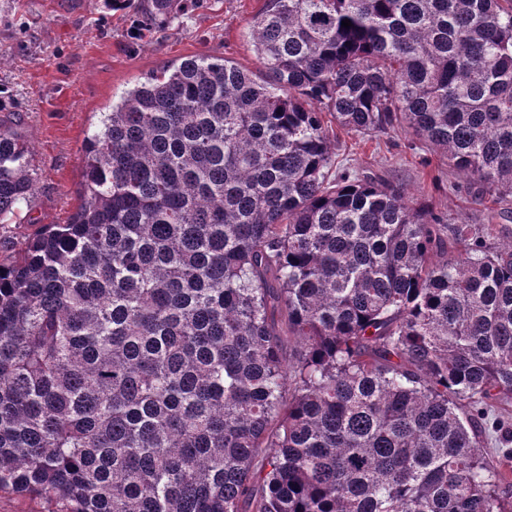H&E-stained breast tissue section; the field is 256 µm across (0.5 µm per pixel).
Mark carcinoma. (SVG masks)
Returning <instances> with one entry per match:
<instances>
[{
    "instance_id": "obj_1",
    "label": "carcinoma",
    "mask_w": 512,
    "mask_h": 512,
    "mask_svg": "<svg viewBox=\"0 0 512 512\" xmlns=\"http://www.w3.org/2000/svg\"><path fill=\"white\" fill-rule=\"evenodd\" d=\"M198 2L136 0L132 34ZM247 35L264 77L194 56L99 113L77 212L0 263V491L512 512L481 450L512 394V0H264ZM325 112L411 134L500 211L452 224L338 166ZM30 155L0 131V224L36 192Z\"/></svg>"
}]
</instances>
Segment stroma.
<instances>
[{"mask_svg": "<svg viewBox=\"0 0 512 512\" xmlns=\"http://www.w3.org/2000/svg\"><path fill=\"white\" fill-rule=\"evenodd\" d=\"M264 0H200L169 27L131 34L132 8L108 0H0V127L28 141L38 190L16 223L0 226L9 261L47 224L67 223L80 204L83 145L100 112L164 65L210 55L261 75L246 32ZM331 127L338 161L383 172L415 201L450 221L478 222L484 205L438 153L406 132L363 136Z\"/></svg>", "mask_w": 512, "mask_h": 512, "instance_id": "obj_1", "label": "stroma"}]
</instances>
